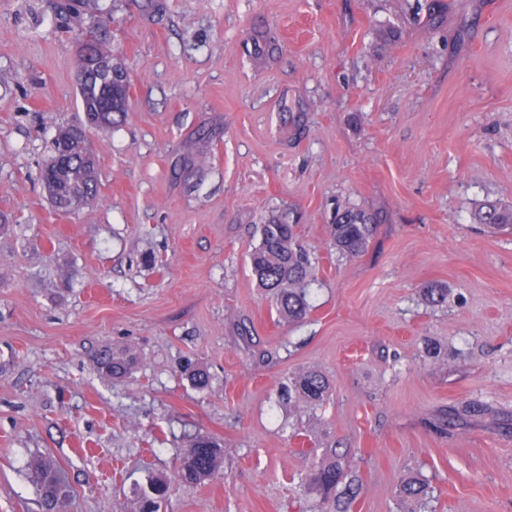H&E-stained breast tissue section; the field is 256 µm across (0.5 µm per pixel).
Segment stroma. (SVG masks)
<instances>
[{"instance_id":"obj_1","label":"stroma","mask_w":512,"mask_h":512,"mask_svg":"<svg viewBox=\"0 0 512 512\" xmlns=\"http://www.w3.org/2000/svg\"><path fill=\"white\" fill-rule=\"evenodd\" d=\"M65 2L0 0V512H39V454L68 512H138L153 478L160 512H321L331 453L349 512H512V231L474 220L512 206V0H101L133 98L92 134L96 202L62 215L40 171L84 119ZM348 208L378 218L357 258L330 238ZM285 211L316 267L298 322L250 265ZM105 345L137 355L123 380ZM306 371L327 401L280 403ZM198 434L221 468L172 482ZM96 363L104 377L117 381L132 372L137 364V358L128 350L105 346L99 351ZM26 475L39 492L42 512H59L60 505L71 499L72 487L62 478L52 457L38 456L31 459ZM354 481V479L347 481V474L336 463L335 458L319 463L314 468L311 478L313 490L321 496L323 503L331 501L332 506H336V512L348 511L358 485Z\"/></svg>"}]
</instances>
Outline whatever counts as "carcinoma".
<instances>
[{
  "mask_svg": "<svg viewBox=\"0 0 512 512\" xmlns=\"http://www.w3.org/2000/svg\"><path fill=\"white\" fill-rule=\"evenodd\" d=\"M112 56L106 42L93 38L81 49L79 71L85 73L78 85L83 111L99 112L109 101L120 97L112 77L94 68V61ZM61 180L80 197V205L94 201L98 195V164L77 156L67 163ZM476 219L491 228L512 226V208L496 203L484 204L476 213ZM374 219L361 209H347L336 215L331 224V240L339 253L357 258L368 248ZM260 240L250 255L251 270L259 287L263 288L276 307L280 317L290 321L304 319L310 309L309 284L313 278L309 255L298 244L297 225L287 217H274L259 227ZM99 372L106 378L120 380L132 372L137 364L136 356L124 349L106 346L97 355ZM330 389L328 379L318 372L298 376L285 394L309 403H321ZM224 449L219 441L205 436H195L180 455L175 478L186 485L201 483L221 468ZM27 479L36 487L42 512H60V505L72 497V487L66 482L55 460L50 456H38L27 466ZM312 488L322 502L336 506V512H348L355 497L357 484L347 479V474L330 458L317 465L312 473ZM170 483L156 479L140 500V512H152L148 505L156 499H164ZM406 497L422 501L428 496V487L419 480L409 479L402 485Z\"/></svg>",
  "mask_w": 512,
  "mask_h": 512,
  "instance_id": "cac0c4a2",
  "label": "carcinoma"
}]
</instances>
